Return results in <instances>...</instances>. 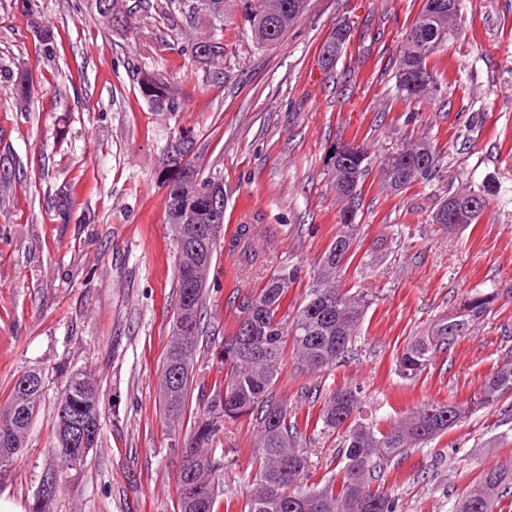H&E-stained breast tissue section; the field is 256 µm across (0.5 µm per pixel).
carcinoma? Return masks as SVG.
<instances>
[{
    "mask_svg": "<svg viewBox=\"0 0 512 512\" xmlns=\"http://www.w3.org/2000/svg\"><path fill=\"white\" fill-rule=\"evenodd\" d=\"M124 0H94L95 9L109 28L126 23ZM310 0H164L166 14L179 13L190 19L206 18L210 32L194 36L186 51L199 63L210 64L224 58V43L216 32L224 30V18L239 15L241 25L256 48L278 44L290 28L309 10ZM120 20L112 21V14ZM39 49L46 57L55 54V34L38 19ZM350 29L340 26L321 51V61L332 66L349 39ZM467 36L463 20V0H423L420 14L406 30L396 54L395 91L405 98H435L441 91L437 73L428 61L445 49L448 41ZM13 83L17 105L27 110L33 91L27 69L0 73ZM139 90L159 112H175L180 107L178 87L173 82L146 74ZM334 162L349 161L348 174H336V192L347 200L337 237L343 248L331 242L319 259V275L304 301L288 308V290L298 270L279 266L254 292L244 297L240 315L258 311L259 332L255 344L244 351L231 349L217 356L223 375L200 391L197 417L190 430L174 445L179 457L175 484L179 512H216L218 481L224 471V458L208 451L213 439L226 424L243 416L254 419L258 439L251 451L252 474L245 493L242 512H398V502L383 487L372 483L383 478L385 468L397 466L409 450L419 449L469 418L476 410L489 406L512 393V350L486 378L480 390L464 402L434 400L422 404L407 417L386 425L367 418L366 400L357 386H341L325 397L318 389H309L302 398L320 403L316 423L322 429L349 428L347 445L341 449L344 466L320 485L308 483L310 455L307 428L299 425L288 411L287 403L274 393L279 364L286 353V338H291L297 369L305 373L329 370L344 360L354 345L368 309L366 295H353L336 283V276L353 257L357 235L355 215L362 202V187L373 169V161L362 144L345 143L336 147ZM440 165L436 145L424 138L400 153L380 160L378 172L391 189L403 190L420 179L431 177ZM164 209L167 223L178 220L207 225L206 210L200 194L213 184H224L217 174L199 178L191 161L171 168L164 176ZM495 191L486 184L469 185L450 191L441 198L433 213V222L451 229L475 224L488 208ZM480 198L482 206L470 209L467 202ZM257 227L238 225L232 247L238 248L242 268L251 269L263 261L255 246ZM221 236L200 240L177 236L180 266L200 261L212 265ZM178 297L171 337L166 351L159 386L160 406L166 418L179 422L187 414L191 397L193 361L199 349L201 310L206 286L189 287L177 277ZM334 302L326 314L319 308L320 298ZM498 292L476 291L462 300L455 312L435 321L426 334L410 340L397 353L398 372L413 380L431 364L435 355L448 349L471 329L492 314ZM44 376L37 370L19 375L5 402L0 405V467L19 456L26 445L32 420L41 402ZM100 391L88 374L75 372L68 378L56 413L55 453L61 467L81 462L100 438ZM79 421L85 430L82 445L73 443L71 422ZM59 485L56 468H49L38 491L35 512H49ZM512 499V459L502 460L485 470L476 488L461 498L456 512H494L495 506Z\"/></svg>",
    "mask_w": 512,
    "mask_h": 512,
    "instance_id": "carcinoma-1",
    "label": "carcinoma"
}]
</instances>
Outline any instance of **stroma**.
<instances>
[{"instance_id": "obj_1", "label": "stroma", "mask_w": 512, "mask_h": 512, "mask_svg": "<svg viewBox=\"0 0 512 512\" xmlns=\"http://www.w3.org/2000/svg\"><path fill=\"white\" fill-rule=\"evenodd\" d=\"M156 0H125L132 25L107 29L92 0H35L57 32L41 54L28 15L0 0V70L26 63L36 88L17 110L0 83V156L16 178L0 191V402L22 371L45 388L21 455L0 472V496L33 512L44 472L55 466V414L71 373L102 392L101 439L63 469L51 512H177L174 426L158 387L176 303L174 234L166 222L165 150L190 135V160L224 180V234L201 316L214 348L238 324L239 306L276 266L299 275L288 301L301 303L318 259L340 231L330 154L365 145L373 161L427 138L443 156L438 174L394 193L379 175L363 185L355 257L338 278L366 291L355 349L325 372L301 374L285 356L276 393L305 420L313 385L363 389L382 422L427 400L469 399L512 350V0H463L468 36L429 64L442 83L433 99L396 98L395 54L422 0H312L284 39L254 49L239 17L224 23L222 72L192 62L186 22ZM351 28L333 68L319 59L336 26ZM371 61H364V54ZM174 81L183 106L155 111L138 79ZM486 183L497 195L478 222L445 233L432 221L444 190ZM74 203L60 223L50 199ZM257 219L267 264L239 274L227 239ZM499 301L484 324L438 354L415 380L396 354L475 291ZM254 420L229 424L212 443L228 455L220 512H241L256 440ZM344 431L316 435L310 483L336 472ZM512 457V394L483 408L401 464L384 488L401 512H454L496 462Z\"/></svg>"}]
</instances>
